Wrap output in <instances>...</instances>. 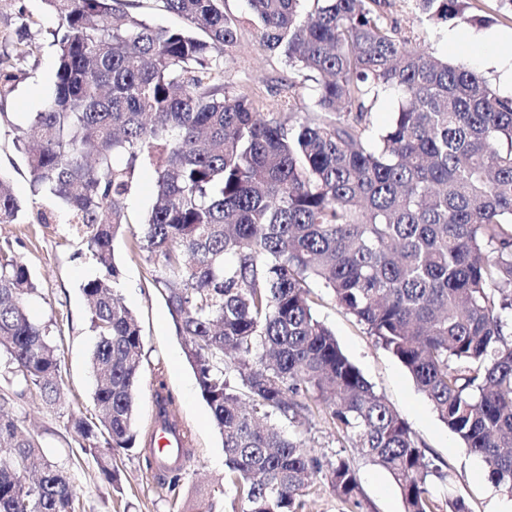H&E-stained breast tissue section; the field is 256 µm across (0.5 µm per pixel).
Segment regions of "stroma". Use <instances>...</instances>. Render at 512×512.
Here are the masks:
<instances>
[{"mask_svg": "<svg viewBox=\"0 0 512 512\" xmlns=\"http://www.w3.org/2000/svg\"><path fill=\"white\" fill-rule=\"evenodd\" d=\"M225 8L242 21L240 44L226 68V85L231 91H245L271 102L282 84L298 80L283 57L265 50L257 28L249 21L245 0H226ZM380 11L396 25L411 46L452 63H462L490 81L497 73L476 61L475 55L459 56L448 50V33L460 37L486 31H512V13L500 9L499 0H467L461 18L431 20L415 9L412 0H382ZM25 13L41 29L56 26L55 15L43 0H0V42H17L18 13ZM56 51L43 45L19 66L15 90L0 101V179L26 209L20 224H0V245H10L40 284L29 303L37 321L49 322L58 338L64 395L51 407L35 397L13 399L11 409L38 433L43 456L65 471L80 502V512H196L200 503H212L215 512H240L242 504L233 484L224 480V448L207 404L202 400L194 372L186 361L182 343L160 289L152 283L155 271L145 254L133 251L130 237L113 243L120 277L116 288L124 304L139 319L143 338L141 386L136 400V427L145 430L154 414L153 378L163 368L166 384L174 398L173 410L192 432L194 447L183 466L176 489L162 486L155 471L149 470L139 448L112 451V463L120 474L119 488L104 482L98 463L83 453L73 432L72 419L95 420V381L90 353L95 343L90 307L82 287L96 268L85 243L67 223L64 211H57L53 223L42 224L39 211L50 203L35 193L24 156L15 144L16 124L26 113L43 109L55 80ZM316 313L335 334L344 353L361 370L375 390L383 394L409 424L427 461L441 469L433 479L431 492L437 503L462 498L470 512H499L501 501L512 493L496 487L485 462L470 453L436 414L426 396L414 384L406 368L383 349L366 327L338 307L326 289L315 288ZM281 428L296 435L321 461L351 455V448L321 420L310 423L281 421ZM360 483V512H404L400 491L383 468L356 460Z\"/></svg>", "mask_w": 512, "mask_h": 512, "instance_id": "obj_1", "label": "stroma"}]
</instances>
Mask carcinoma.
Listing matches in <instances>:
<instances>
[{"label":"carcinoma","instance_id":"obj_1","mask_svg":"<svg viewBox=\"0 0 512 512\" xmlns=\"http://www.w3.org/2000/svg\"><path fill=\"white\" fill-rule=\"evenodd\" d=\"M185 21L158 27L131 0H45L57 16L54 93L15 126L34 192L62 206L100 274L83 285L97 336L90 357L97 421L71 422L100 474L117 482L112 448L135 447L143 338L114 285V239L131 235L157 265L186 360L224 447L225 479L242 512H301L319 473L358 512L353 462L322 465L275 420L320 417L397 484L404 512H438L440 469L407 422L349 360L314 312L311 283L397 358L439 419L512 492V99L463 64L409 45L380 0H246L263 47L316 76L313 118L290 125L253 95L224 91L241 20L224 0H158ZM430 19L464 0H414ZM0 46V99L36 49ZM390 87L398 111L368 136ZM155 174L156 202L140 228L125 200L136 173ZM24 205L0 179V224ZM38 285L0 247V352L15 395L47 405L62 390L50 325L31 318ZM155 418L175 417L164 371L154 373ZM0 395V512H79L77 492L41 456ZM161 484L183 465L150 454Z\"/></svg>","mask_w":512,"mask_h":512}]
</instances>
